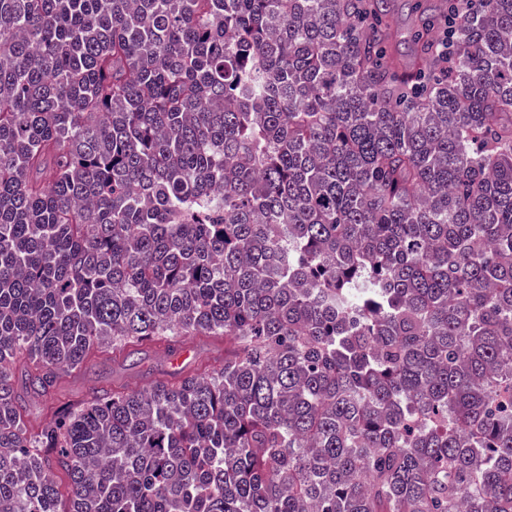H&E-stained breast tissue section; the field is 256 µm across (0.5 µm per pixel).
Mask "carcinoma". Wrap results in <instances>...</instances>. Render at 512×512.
I'll return each instance as SVG.
<instances>
[{
	"mask_svg": "<svg viewBox=\"0 0 512 512\" xmlns=\"http://www.w3.org/2000/svg\"><path fill=\"white\" fill-rule=\"evenodd\" d=\"M392 2L0 0V512H512V0ZM190 346H184L178 353L170 358L173 368H179L187 359L190 358L193 350V359L197 363L205 364L213 362L224 357V340L222 344L214 343L207 339L194 338L191 340ZM150 366L160 370L169 369V364L164 363L154 352L148 350L144 363L136 368L124 366L121 362L117 363L107 360L73 374L63 385L60 395L63 398L81 395L86 393L89 387L97 385L102 381L112 383V379L128 383L131 387H139L146 384L149 380L144 375V371Z\"/></svg>",
	"mask_w": 512,
	"mask_h": 512,
	"instance_id": "1",
	"label": "carcinoma"
}]
</instances>
